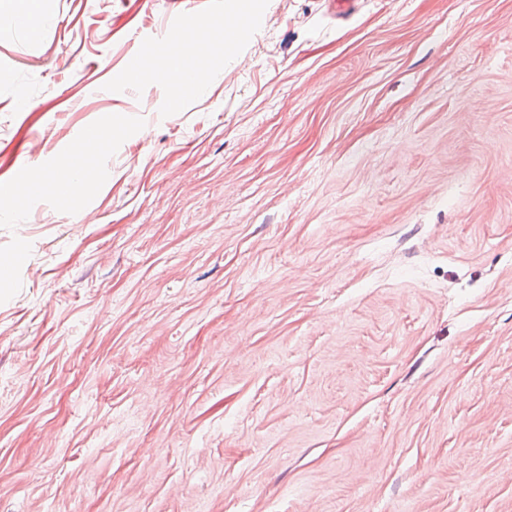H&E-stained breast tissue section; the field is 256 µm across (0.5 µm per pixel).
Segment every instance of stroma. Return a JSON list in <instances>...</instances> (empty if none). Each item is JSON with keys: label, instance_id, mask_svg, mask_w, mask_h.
<instances>
[{"label": "stroma", "instance_id": "stroma-1", "mask_svg": "<svg viewBox=\"0 0 512 512\" xmlns=\"http://www.w3.org/2000/svg\"><path fill=\"white\" fill-rule=\"evenodd\" d=\"M229 6L0 0V512H512V0ZM193 30L182 38L181 35L176 36L179 41L167 60L165 71L156 73L160 77H167L165 81L171 80L179 85H184L179 79V75L184 71V57L186 54H194L197 57V66L193 73L192 82L197 79L201 72L200 50L215 41V33L203 23L193 27Z\"/></svg>", "mask_w": 512, "mask_h": 512}]
</instances>
